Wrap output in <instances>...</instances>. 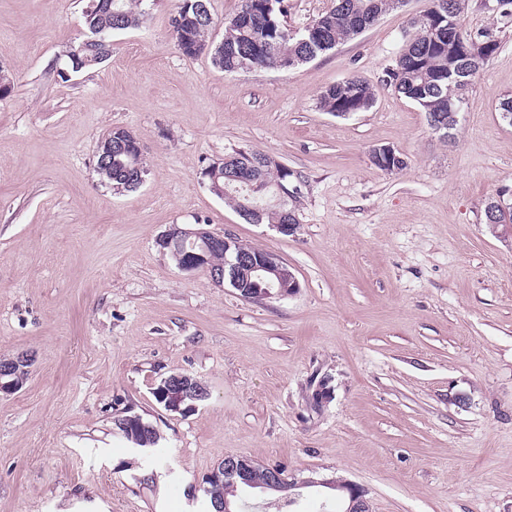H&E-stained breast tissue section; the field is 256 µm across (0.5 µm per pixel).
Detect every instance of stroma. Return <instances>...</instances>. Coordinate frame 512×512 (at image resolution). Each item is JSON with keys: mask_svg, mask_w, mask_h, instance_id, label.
Wrapping results in <instances>:
<instances>
[{"mask_svg": "<svg viewBox=\"0 0 512 512\" xmlns=\"http://www.w3.org/2000/svg\"><path fill=\"white\" fill-rule=\"evenodd\" d=\"M88 0H0V357L28 379L0 395V512H208L204 477L225 455L287 479L340 477L370 512H512V235L483 222L512 187V5L466 0L459 17L501 47L464 95L454 137L390 86L428 0H404L356 38L293 70L224 73L184 56L154 0L114 32L104 63L61 82ZM375 102L319 107L351 76ZM131 131L143 184L97 172L102 139ZM387 145L400 173L371 159ZM236 148L293 170L285 236L243 221L202 175ZM202 223L276 254L298 293L254 303L157 244ZM176 372L209 396L166 411ZM329 398H318L322 385ZM135 414L160 440L116 429ZM126 416L130 415L123 416L122 418L118 419L117 422L115 423L117 429L119 430V432H121L124 438H126L128 441L132 442L134 445L140 448H148L157 445L159 440L157 430L151 424L144 422L142 418V422L146 426H148V428L141 429L140 431L133 430V438L130 437V434L127 432V430L122 427L123 419Z\"/></svg>", "mask_w": 512, "mask_h": 512, "instance_id": "obj_1", "label": "stroma"}]
</instances>
